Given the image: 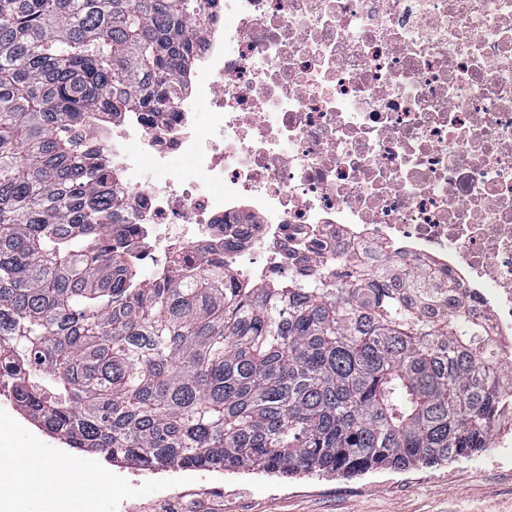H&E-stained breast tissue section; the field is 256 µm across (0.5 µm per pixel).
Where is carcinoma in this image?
Segmentation results:
<instances>
[{
    "label": "carcinoma",
    "instance_id": "cac0c4a2",
    "mask_svg": "<svg viewBox=\"0 0 512 512\" xmlns=\"http://www.w3.org/2000/svg\"><path fill=\"white\" fill-rule=\"evenodd\" d=\"M200 0H0V382L114 463L291 477L470 458L512 385L440 273L388 255L305 284L204 268L158 288L113 228L112 174L71 136L168 112Z\"/></svg>",
    "mask_w": 512,
    "mask_h": 512
}]
</instances>
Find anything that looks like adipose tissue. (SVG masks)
Listing matches in <instances>:
<instances>
[{"mask_svg": "<svg viewBox=\"0 0 512 512\" xmlns=\"http://www.w3.org/2000/svg\"><path fill=\"white\" fill-rule=\"evenodd\" d=\"M0 457L7 462L6 467L0 469V479L9 482L16 496L27 504L40 499L58 475L54 464L28 454L23 448L1 446Z\"/></svg>", "mask_w": 512, "mask_h": 512, "instance_id": "1", "label": "adipose tissue"}]
</instances>
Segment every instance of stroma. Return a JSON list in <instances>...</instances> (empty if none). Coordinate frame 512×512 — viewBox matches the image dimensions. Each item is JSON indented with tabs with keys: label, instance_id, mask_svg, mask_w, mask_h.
Masks as SVG:
<instances>
[{
	"label": "stroma",
	"instance_id": "stroma-1",
	"mask_svg": "<svg viewBox=\"0 0 512 512\" xmlns=\"http://www.w3.org/2000/svg\"><path fill=\"white\" fill-rule=\"evenodd\" d=\"M12 425L14 446L37 449L64 471L93 466L108 490L59 499L47 493L35 512H159L176 502L186 512H512V461L498 468L480 456L407 471L374 470L352 478L318 473L283 477L263 472L114 466L100 454L64 449L0 397V427Z\"/></svg>",
	"mask_w": 512,
	"mask_h": 512
}]
</instances>
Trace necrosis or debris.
<instances>
[{
  "instance_id": "obj_1",
  "label": "necrosis or debris",
  "mask_w": 512,
  "mask_h": 512,
  "mask_svg": "<svg viewBox=\"0 0 512 512\" xmlns=\"http://www.w3.org/2000/svg\"><path fill=\"white\" fill-rule=\"evenodd\" d=\"M202 3L172 110L74 131L112 173L145 287L188 251L266 288L383 246L438 268L511 370L512 0Z\"/></svg>"
}]
</instances>
